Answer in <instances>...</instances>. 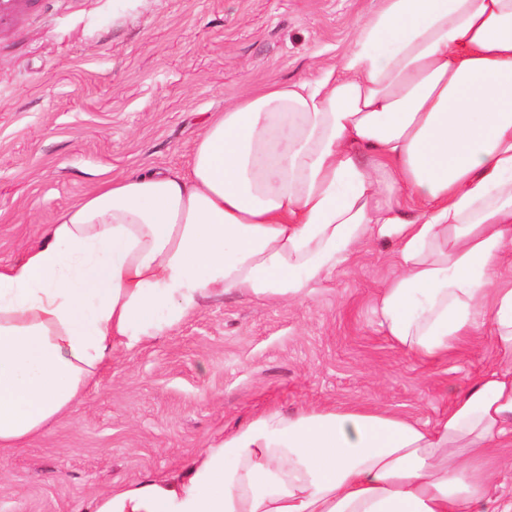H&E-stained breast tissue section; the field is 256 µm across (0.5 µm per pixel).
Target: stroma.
<instances>
[{"instance_id":"35a3bbf8","label":"stroma","mask_w":512,"mask_h":512,"mask_svg":"<svg viewBox=\"0 0 512 512\" xmlns=\"http://www.w3.org/2000/svg\"><path fill=\"white\" fill-rule=\"evenodd\" d=\"M378 0H23L0 19V263L99 180L184 170L211 113L335 64ZM374 240L303 303L229 293L105 365L84 401L0 458V512H92L96 494L184 476L204 442L270 409L383 404L435 419L484 370L482 334L427 365L380 332L395 274Z\"/></svg>"}]
</instances>
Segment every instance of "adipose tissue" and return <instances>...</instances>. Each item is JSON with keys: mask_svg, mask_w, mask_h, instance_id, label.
Segmentation results:
<instances>
[{"mask_svg": "<svg viewBox=\"0 0 512 512\" xmlns=\"http://www.w3.org/2000/svg\"><path fill=\"white\" fill-rule=\"evenodd\" d=\"M373 239L401 351L436 363L492 328L438 419L274 409L94 512H512L491 464L512 446V0H380L317 79L213 113L187 172L103 179L0 264V455L204 299L304 302Z\"/></svg>", "mask_w": 512, "mask_h": 512, "instance_id": "adipose-tissue-1", "label": "adipose tissue"}]
</instances>
